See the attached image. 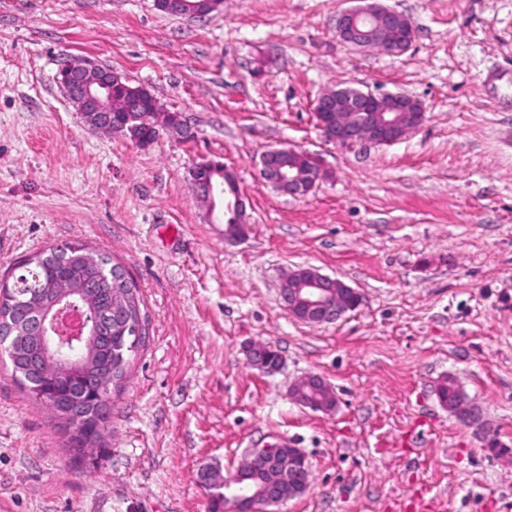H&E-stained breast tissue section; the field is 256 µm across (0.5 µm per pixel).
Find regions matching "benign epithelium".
Returning <instances> with one entry per match:
<instances>
[{
  "label": "benign epithelium",
  "instance_id": "obj_1",
  "mask_svg": "<svg viewBox=\"0 0 512 512\" xmlns=\"http://www.w3.org/2000/svg\"><path fill=\"white\" fill-rule=\"evenodd\" d=\"M358 2L360 5L336 15L337 36L360 49L378 47L400 54L410 48L415 30L405 16L385 6L383 0ZM56 82L90 127L146 146L150 141L142 134L140 120L148 112L155 119V124L151 125L153 136H158V125L165 115L159 112L157 101L144 88L127 87L116 72L84 60L61 67ZM115 92L121 94L123 100L117 116L112 115ZM314 112L321 130L341 146L389 145L418 130L425 122L423 104L413 96L376 94L354 87H340L320 95L314 103ZM340 112H350L355 119L340 123ZM220 168L221 165L213 160L196 163L190 170L192 184L211 200L221 197L228 221L242 224L245 207L237 182L228 179L221 186L212 180V175ZM319 178V169L312 168L304 175H282L277 185L286 187L291 196H305L314 189ZM291 274L297 278L296 284L280 288V295L288 314L299 321L330 323L361 305L362 296L353 289L348 290V294L354 297V305H348L346 299L340 297V289L345 284L337 278L303 266L292 270ZM62 321L71 325L70 337L78 341L85 338L87 326L92 324V318L75 303L61 300L54 310L33 314V339L40 343L44 352L39 370L70 379L76 374L78 365L67 355L64 341L56 336V324ZM265 350L264 345L251 344L247 347V357L253 366L270 373L278 366L269 362ZM289 397L292 402L315 412L327 413L336 407L332 389L317 375L298 381ZM110 401L111 383L104 382L94 398L98 416L108 414ZM445 407L463 421L476 417L475 407L461 390ZM309 476L310 464L305 453L299 448L284 452L278 445L254 449L233 472L223 475L209 468L202 473L203 482L208 487L224 489L225 512H272L271 507L304 493L309 487Z\"/></svg>",
  "mask_w": 512,
  "mask_h": 512
}]
</instances>
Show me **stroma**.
Masks as SVG:
<instances>
[{"label":"stroma","instance_id":"1","mask_svg":"<svg viewBox=\"0 0 512 512\" xmlns=\"http://www.w3.org/2000/svg\"><path fill=\"white\" fill-rule=\"evenodd\" d=\"M416 31L399 55L336 35L343 0H223L200 18L153 0H0V278L71 241L121 261L146 343L99 447L78 455L0 358V512H212L201 472L280 442L311 465L280 512H512V0H386ZM90 60L180 113L149 146L92 130L55 76ZM419 99L391 145L324 137L336 85ZM318 163L307 195L275 190L262 153ZM223 162L248 231L224 238L189 171ZM311 266L362 306L289 316L280 284ZM279 351L267 374L248 344ZM321 376L335 410L288 394ZM453 377L482 426L441 406Z\"/></svg>","mask_w":512,"mask_h":512}]
</instances>
